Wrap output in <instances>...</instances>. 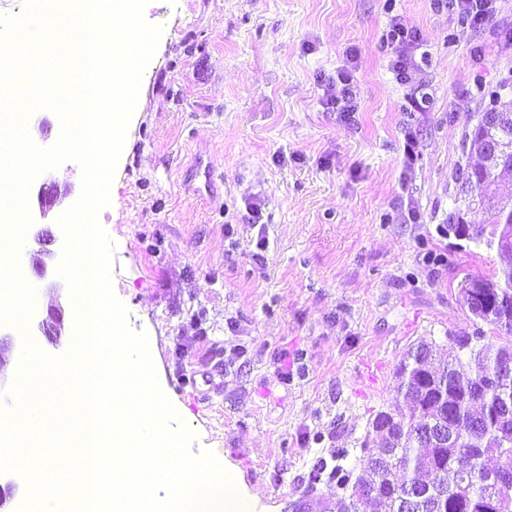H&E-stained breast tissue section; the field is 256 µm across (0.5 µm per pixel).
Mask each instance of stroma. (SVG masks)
I'll return each instance as SVG.
<instances>
[{
    "instance_id": "1",
    "label": "stroma",
    "mask_w": 512,
    "mask_h": 512,
    "mask_svg": "<svg viewBox=\"0 0 512 512\" xmlns=\"http://www.w3.org/2000/svg\"><path fill=\"white\" fill-rule=\"evenodd\" d=\"M477 31L430 0H148L161 35L145 67L109 205L98 222L114 244L111 289L128 325L146 333L156 375L193 432L192 454L213 453L257 493L253 512H291L318 457L359 443L396 399L394 371L420 340L447 356L448 335L470 328L459 290L498 274L496 251L445 236L464 132L492 92L512 97V43L476 61L512 31V0ZM420 29L424 55L408 84L389 69L391 16ZM352 65L358 110L328 111L324 85ZM422 88L428 112L411 111ZM419 142L406 167L407 135ZM220 177L214 195L188 186L196 157ZM70 189L33 224L58 223L82 193L73 160L44 170ZM261 208L259 224L248 207ZM415 207L418 223L400 214ZM264 249H257L258 238ZM262 262H255L254 253ZM35 304L65 310L60 341L30 327L57 356L76 313L54 271L36 274ZM247 353L225 365L238 346ZM299 358L288 379L282 349Z\"/></svg>"
}]
</instances>
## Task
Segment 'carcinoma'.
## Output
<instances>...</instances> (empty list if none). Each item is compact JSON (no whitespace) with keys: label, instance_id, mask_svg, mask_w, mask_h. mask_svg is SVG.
Wrapping results in <instances>:
<instances>
[{"label":"carcinoma","instance_id":"1","mask_svg":"<svg viewBox=\"0 0 512 512\" xmlns=\"http://www.w3.org/2000/svg\"><path fill=\"white\" fill-rule=\"evenodd\" d=\"M466 164L455 173L454 207L446 227L470 242L498 249L500 224L512 225V192L492 179L512 171V100L496 97L464 134ZM482 224L463 223L473 211ZM493 280L470 276L461 288L478 307L498 312L490 326L510 340L497 344L485 331L454 333L448 357L436 359L421 341L396 368V403L371 422L382 448L360 446V468L319 458L310 482L324 481L341 512H485L487 477L512 460V253Z\"/></svg>","mask_w":512,"mask_h":512}]
</instances>
